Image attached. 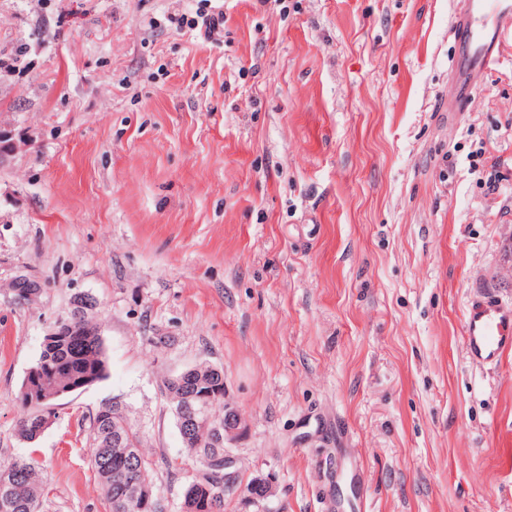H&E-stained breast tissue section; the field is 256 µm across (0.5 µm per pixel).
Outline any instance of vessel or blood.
Returning a JSON list of instances; mask_svg holds the SVG:
<instances>
[{
    "label": "vessel or blood",
    "instance_id": "b4317fda",
    "mask_svg": "<svg viewBox=\"0 0 512 512\" xmlns=\"http://www.w3.org/2000/svg\"><path fill=\"white\" fill-rule=\"evenodd\" d=\"M507 24L512 26V0H462L453 23L457 51L449 111H463L471 101L479 77L496 60L498 38ZM464 329L467 353L473 360L496 363L512 352V309L492 299L473 302L464 317Z\"/></svg>",
    "mask_w": 512,
    "mask_h": 512
}]
</instances>
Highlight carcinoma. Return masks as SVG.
<instances>
[{
	"instance_id": "1",
	"label": "carcinoma",
	"mask_w": 512,
	"mask_h": 512,
	"mask_svg": "<svg viewBox=\"0 0 512 512\" xmlns=\"http://www.w3.org/2000/svg\"><path fill=\"white\" fill-rule=\"evenodd\" d=\"M97 301L88 296L72 300L67 318L56 329L63 332L53 348L42 352L41 372L30 378V389L19 398L24 410L18 422V435L32 431L42 410L41 392L54 386L94 384L107 376V361L99 327L94 322ZM224 373L209 364H199L182 377V383L166 386V398L174 402L178 395L205 394L209 404L201 416L224 420ZM94 448L91 466L111 512H166L167 506L157 494L135 497L144 485L151 484V462L141 448L129 418L119 403L103 405L93 417ZM184 448L199 472L196 482L207 487V496L189 484L182 496L183 512H224V447L197 435ZM11 471L8 482L0 481V512H39L41 479L38 467L29 459L0 462V471Z\"/></svg>"
}]
</instances>
